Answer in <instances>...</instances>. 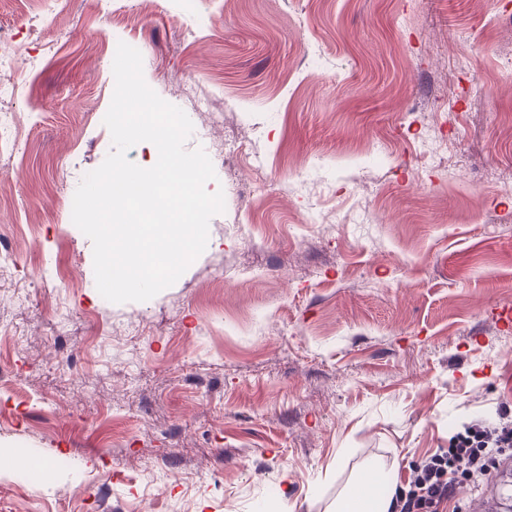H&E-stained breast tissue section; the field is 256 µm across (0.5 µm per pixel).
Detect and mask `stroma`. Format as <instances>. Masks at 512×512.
<instances>
[{"mask_svg": "<svg viewBox=\"0 0 512 512\" xmlns=\"http://www.w3.org/2000/svg\"><path fill=\"white\" fill-rule=\"evenodd\" d=\"M0 30L42 60L0 155V512H329L512 420V0H0ZM130 41L229 153L205 251L114 304L70 206Z\"/></svg>", "mask_w": 512, "mask_h": 512, "instance_id": "1", "label": "stroma"}]
</instances>
